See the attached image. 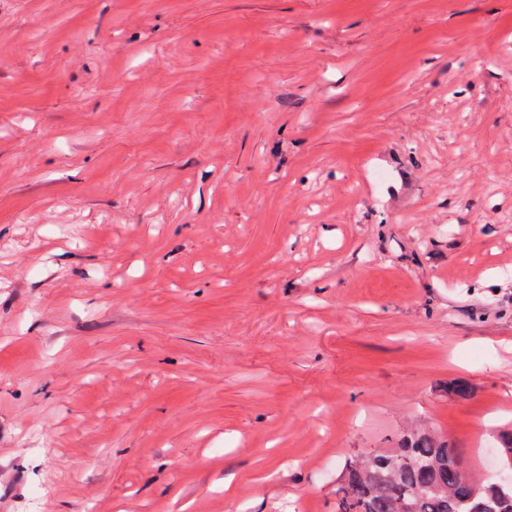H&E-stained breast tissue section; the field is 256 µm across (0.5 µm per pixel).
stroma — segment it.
Returning <instances> with one entry per match:
<instances>
[{
    "mask_svg": "<svg viewBox=\"0 0 512 512\" xmlns=\"http://www.w3.org/2000/svg\"><path fill=\"white\" fill-rule=\"evenodd\" d=\"M413 423L495 476L512 0H0V512H332Z\"/></svg>",
    "mask_w": 512,
    "mask_h": 512,
    "instance_id": "35a3bbf8",
    "label": "stroma"
}]
</instances>
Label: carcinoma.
Returning <instances> with one entry per match:
<instances>
[{
  "instance_id": "1",
  "label": "carcinoma",
  "mask_w": 512,
  "mask_h": 512,
  "mask_svg": "<svg viewBox=\"0 0 512 512\" xmlns=\"http://www.w3.org/2000/svg\"><path fill=\"white\" fill-rule=\"evenodd\" d=\"M338 479L333 512H512V481H474L448 437L426 429L348 458Z\"/></svg>"
}]
</instances>
